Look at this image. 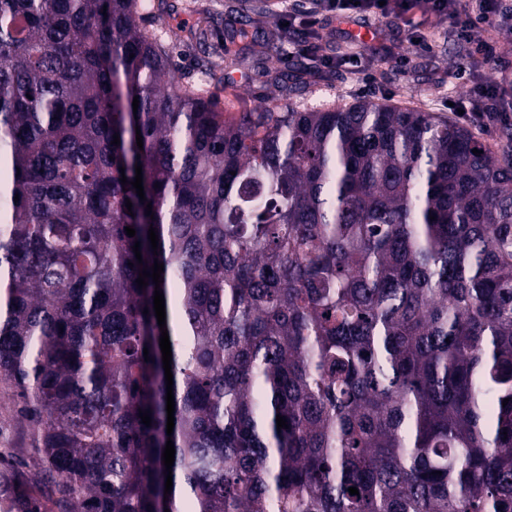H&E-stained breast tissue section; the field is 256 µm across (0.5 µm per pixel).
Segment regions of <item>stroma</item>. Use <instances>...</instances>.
Segmentation results:
<instances>
[{
	"label": "stroma",
	"instance_id": "1",
	"mask_svg": "<svg viewBox=\"0 0 512 512\" xmlns=\"http://www.w3.org/2000/svg\"><path fill=\"white\" fill-rule=\"evenodd\" d=\"M168 13L157 17L155 33L166 36L182 80L212 83L225 113L269 103L276 95L275 77L298 78L311 60L283 45L261 60L246 56L252 39L264 36L273 25L289 22L302 13L309 0H168ZM215 23L204 41L191 46L176 42L172 31L195 23L199 12ZM408 22L379 19L365 28L352 21L329 20L319 26L324 55L357 54L367 67L358 75L344 67H323L294 92L295 102L315 108L343 105L368 98L458 119L450 102L466 94L472 83L499 82L508 77L504 94L512 98V42L500 44L497 58L480 62L464 78L449 75V68L467 57L447 23L428 14L417 0Z\"/></svg>",
	"mask_w": 512,
	"mask_h": 512
}]
</instances>
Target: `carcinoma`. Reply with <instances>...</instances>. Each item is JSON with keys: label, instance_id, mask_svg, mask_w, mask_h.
<instances>
[{"label": "carcinoma", "instance_id": "1", "mask_svg": "<svg viewBox=\"0 0 512 512\" xmlns=\"http://www.w3.org/2000/svg\"><path fill=\"white\" fill-rule=\"evenodd\" d=\"M167 7L0 0V406L35 441L0 512H512V130L226 119L138 21Z\"/></svg>", "mask_w": 512, "mask_h": 512}]
</instances>
